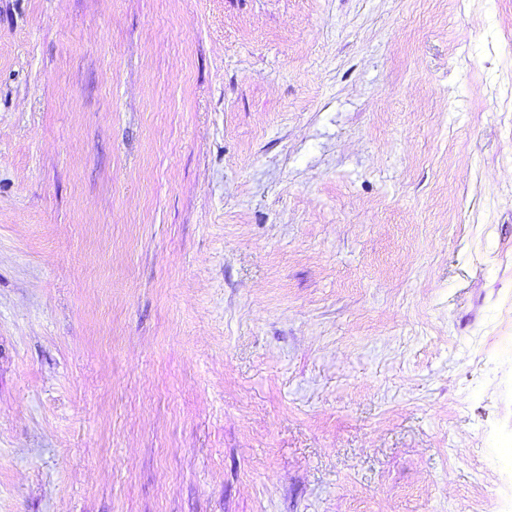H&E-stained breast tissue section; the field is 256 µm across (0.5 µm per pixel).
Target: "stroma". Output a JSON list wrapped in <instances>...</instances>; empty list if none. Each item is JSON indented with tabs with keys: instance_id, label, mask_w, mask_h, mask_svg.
I'll use <instances>...</instances> for the list:
<instances>
[{
	"instance_id": "1",
	"label": "stroma",
	"mask_w": 512,
	"mask_h": 512,
	"mask_svg": "<svg viewBox=\"0 0 512 512\" xmlns=\"http://www.w3.org/2000/svg\"><path fill=\"white\" fill-rule=\"evenodd\" d=\"M512 512V0H0V512Z\"/></svg>"
}]
</instances>
